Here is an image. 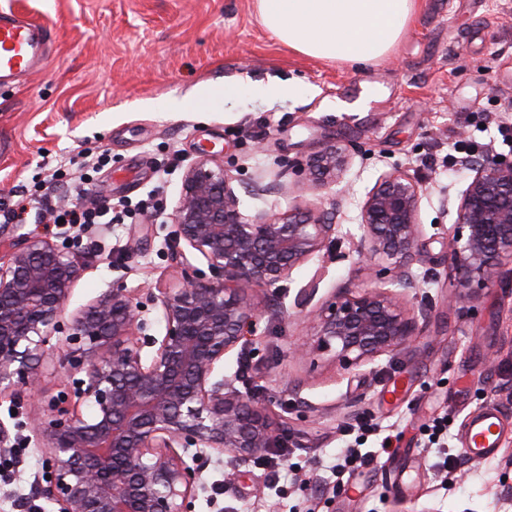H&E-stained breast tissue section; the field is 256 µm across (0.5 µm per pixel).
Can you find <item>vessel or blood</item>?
Instances as JSON below:
<instances>
[{"instance_id":"1","label":"vessel or blood","mask_w":512,"mask_h":512,"mask_svg":"<svg viewBox=\"0 0 512 512\" xmlns=\"http://www.w3.org/2000/svg\"><path fill=\"white\" fill-rule=\"evenodd\" d=\"M49 29L25 16L0 12V82L21 80L41 71L47 63ZM500 413L486 408L470 423L463 450L470 459L493 456L498 447Z\"/></svg>"}]
</instances>
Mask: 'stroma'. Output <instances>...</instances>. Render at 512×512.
<instances>
[{
	"label": "stroma",
	"mask_w": 512,
	"mask_h": 512,
	"mask_svg": "<svg viewBox=\"0 0 512 512\" xmlns=\"http://www.w3.org/2000/svg\"><path fill=\"white\" fill-rule=\"evenodd\" d=\"M1 9L45 22L52 48L43 71L0 83V202L45 192L53 170L68 168L75 179L56 196L133 206L82 233L29 214L22 235L68 247L83 266L69 309L118 279L141 297L178 282L171 214L203 145L231 170L246 214L298 206L338 224L318 257L253 289L260 312L250 343L224 364L273 425L288 428L280 465L263 456L243 463L229 486L231 455L207 460L187 512H512V265L494 287L449 303L445 235L472 178L449 155L464 144L512 160V136L500 132L512 126V0H420L399 41L368 66L288 48L263 28L255 0H0ZM288 81L293 95L261 91ZM228 84L239 88L230 99ZM334 143L349 151L340 182L299 186V167ZM393 170L423 187L419 285L401 296L418 337L350 370L327 353L296 359L293 348L312 339V314L338 289L374 287L350 242L361 202ZM259 175L268 194L251 190ZM316 274L317 293L305 295ZM67 383L47 361L38 392L0 394L10 433L0 444V512H57L38 493L48 469L29 422ZM488 407L503 418L497 454L442 468L430 441L435 420L446 419L453 453ZM362 416L375 434L356 429ZM347 446L377 454L353 472L355 492L333 474Z\"/></svg>",
	"instance_id": "obj_1"
}]
</instances>
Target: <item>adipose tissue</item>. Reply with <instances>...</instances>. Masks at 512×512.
Masks as SVG:
<instances>
[{"label":"adipose tissue","mask_w":512,"mask_h":512,"mask_svg":"<svg viewBox=\"0 0 512 512\" xmlns=\"http://www.w3.org/2000/svg\"><path fill=\"white\" fill-rule=\"evenodd\" d=\"M265 28L306 56L367 66L400 39L418 0H256Z\"/></svg>","instance_id":"obj_1"}]
</instances>
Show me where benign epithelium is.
Wrapping results in <instances>:
<instances>
[{"label":"benign epithelium","mask_w":512,"mask_h":512,"mask_svg":"<svg viewBox=\"0 0 512 512\" xmlns=\"http://www.w3.org/2000/svg\"><path fill=\"white\" fill-rule=\"evenodd\" d=\"M348 163L332 145L308 165L315 184L335 183ZM235 177L202 150L186 170L172 212L181 264L192 268L156 298L161 336L144 334L145 304L122 282L70 312L82 266L53 241L25 236L0 261V392L36 388L50 358L74 371L69 392L50 400L33 427L49 467L43 495L58 512H186L201 468L183 453L234 454L245 463L280 446L266 408L218 377L258 315L250 290L272 287L317 256L338 225L315 210L250 217ZM422 187L394 171L360 206L352 252L388 288H343L313 314L317 347L351 369L408 344L417 320L398 300L415 285ZM200 255L208 271L192 266ZM452 298L491 288L512 262V162L487 158L474 168L457 219L448 228ZM215 275L211 279L207 274ZM152 348L142 357L144 346ZM92 408L83 411V405Z\"/></svg>","instance_id":"7a95c632"}]
</instances>
